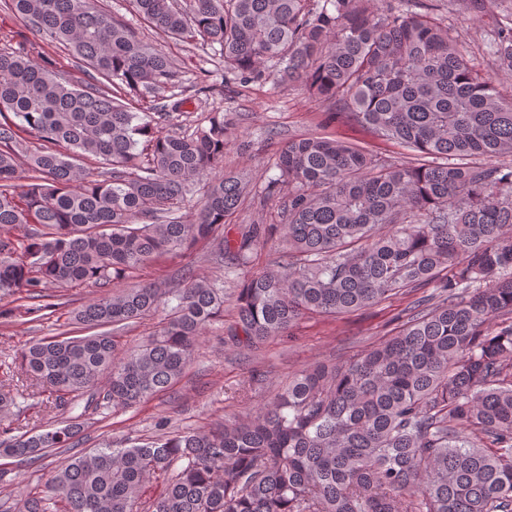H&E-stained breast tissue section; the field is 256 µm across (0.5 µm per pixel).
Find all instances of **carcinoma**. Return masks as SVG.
<instances>
[{"instance_id":"cac0c4a2","label":"carcinoma","mask_w":512,"mask_h":512,"mask_svg":"<svg viewBox=\"0 0 512 512\" xmlns=\"http://www.w3.org/2000/svg\"><path fill=\"white\" fill-rule=\"evenodd\" d=\"M379 0H129L167 37L221 47L245 83L277 66L377 137L426 158L389 163L336 139L288 141L266 190L288 187L282 224H226L249 193L221 171L227 124L216 112L192 133H159L169 113L140 112L135 94L174 84L173 61L114 23L99 0H0L42 38L0 50V317L35 321L48 283L99 288L162 255L212 240L224 282L188 269L177 288L139 284L74 312L82 336L32 342L18 357L56 409L109 372L105 403L133 408L176 384L205 331L232 302L227 342L257 351L306 313L336 317L425 288L396 334L357 357L294 372L270 401L217 430L163 433L95 448L59 468L50 487L66 512H512V99L473 69L429 12ZM95 75L79 84L48 49ZM491 51L512 71V21ZM25 132L24 139L19 133ZM478 157L501 160L478 166ZM105 170L94 172L85 161ZM197 213L182 211L210 174ZM275 241L278 261L253 267ZM163 313L130 350L109 328ZM0 375V419L23 393ZM78 423L12 437L0 457L35 461L70 447Z\"/></svg>"}]
</instances>
